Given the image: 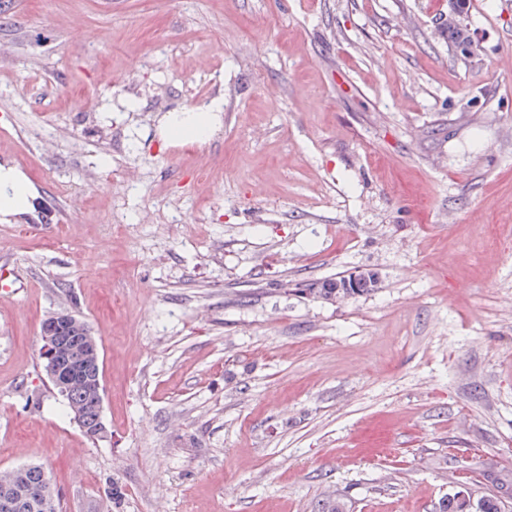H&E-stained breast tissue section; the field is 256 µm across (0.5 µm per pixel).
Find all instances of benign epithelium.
Wrapping results in <instances>:
<instances>
[{"mask_svg":"<svg viewBox=\"0 0 512 512\" xmlns=\"http://www.w3.org/2000/svg\"><path fill=\"white\" fill-rule=\"evenodd\" d=\"M63 329L71 330L73 335H59ZM42 340L41 356L45 361L46 374L61 394H66L68 386L77 379L91 384L97 410V425L92 436H105L103 377L98 374L101 340L86 330L84 321L73 312H61L48 318L42 326Z\"/></svg>","mask_w":512,"mask_h":512,"instance_id":"1","label":"benign epithelium"}]
</instances>
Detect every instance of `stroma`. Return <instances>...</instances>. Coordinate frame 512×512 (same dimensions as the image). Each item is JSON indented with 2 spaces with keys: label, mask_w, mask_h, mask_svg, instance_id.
Listing matches in <instances>:
<instances>
[{
  "label": "stroma",
  "mask_w": 512,
  "mask_h": 512,
  "mask_svg": "<svg viewBox=\"0 0 512 512\" xmlns=\"http://www.w3.org/2000/svg\"><path fill=\"white\" fill-rule=\"evenodd\" d=\"M0 0V469L59 512H512V0ZM223 98L202 143L160 119ZM370 272L375 291H297ZM102 338L86 438L40 356ZM34 193L28 181L14 169L0 166V222L28 213ZM461 493L464 495L461 496ZM473 503V502H472ZM467 491L460 490L439 503V512H501V502L495 496L487 497L472 506Z\"/></svg>",
  "instance_id": "stroma-1"
}]
</instances>
